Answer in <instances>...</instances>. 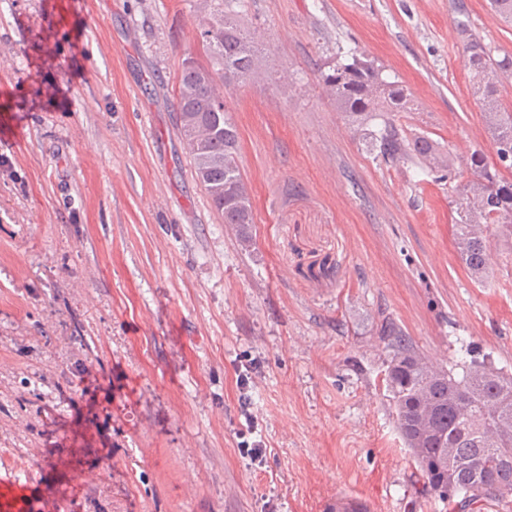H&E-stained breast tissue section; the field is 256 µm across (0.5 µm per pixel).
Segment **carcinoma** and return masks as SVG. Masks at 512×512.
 Here are the masks:
<instances>
[{"label": "carcinoma", "mask_w": 512, "mask_h": 512, "mask_svg": "<svg viewBox=\"0 0 512 512\" xmlns=\"http://www.w3.org/2000/svg\"><path fill=\"white\" fill-rule=\"evenodd\" d=\"M200 38L213 63L181 70L176 89L180 130L189 147L195 178L224 223L235 225L243 240L253 223L251 188L240 169L239 137L224 112L220 83L245 82L260 75V60L240 22L224 13L201 27ZM465 62L474 93L482 102L485 122L495 146L496 160L477 149L459 160H443L429 138L409 135L395 123L410 112L409 93L399 81L383 77L375 61L351 55L336 61L321 80L336 109L362 124L382 118L378 129L367 130L378 155L388 163L416 157L423 171L448 168V180L468 174L454 185L456 194L452 235L461 261L476 279L487 261V224L512 229V110L502 106L498 85L512 78V56H496L472 39ZM379 339L387 352L385 384L392 394L396 428L415 466L416 504L427 495L470 512L485 503L512 495V471L502 467L512 459V376L495 367L490 355L461 362L462 374L436 369L415 350L393 322L380 326Z\"/></svg>", "instance_id": "obj_1"}]
</instances>
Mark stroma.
<instances>
[{"mask_svg": "<svg viewBox=\"0 0 512 512\" xmlns=\"http://www.w3.org/2000/svg\"><path fill=\"white\" fill-rule=\"evenodd\" d=\"M88 2L78 43L67 0H0V474L38 512H411L377 327L436 368L488 353L512 376V234L489 226L472 277L447 181L378 158L321 74L357 50L411 92L404 129L491 157L464 56L512 54V23L489 0ZM220 9L262 62L224 87L247 243L175 105Z\"/></svg>", "mask_w": 512, "mask_h": 512, "instance_id": "35a3bbf8", "label": "stroma"}]
</instances>
